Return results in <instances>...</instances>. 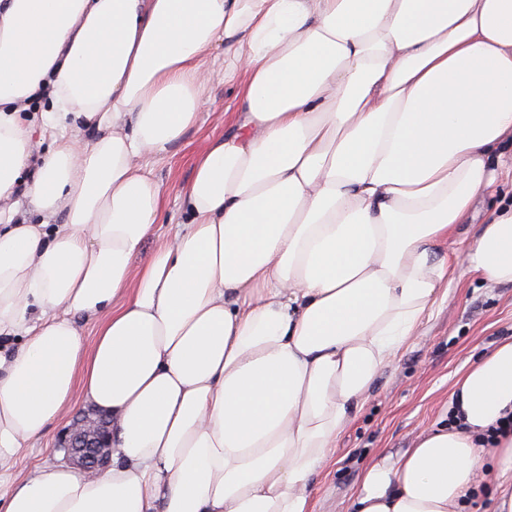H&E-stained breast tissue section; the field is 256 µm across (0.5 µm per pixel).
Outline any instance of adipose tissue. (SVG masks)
Wrapping results in <instances>:
<instances>
[{
    "instance_id": "adipose-tissue-1",
    "label": "adipose tissue",
    "mask_w": 512,
    "mask_h": 512,
    "mask_svg": "<svg viewBox=\"0 0 512 512\" xmlns=\"http://www.w3.org/2000/svg\"><path fill=\"white\" fill-rule=\"evenodd\" d=\"M221 42L234 132L133 269L165 205L149 164L194 125ZM38 126L70 134L36 163ZM510 144L512 0H0V336L23 340L0 355V465L78 397L113 448L93 478L0 472V512H312ZM457 257L512 283V204ZM450 406L366 467L350 512H465L486 445L512 512V339Z\"/></svg>"
}]
</instances>
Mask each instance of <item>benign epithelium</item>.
I'll list each match as a JSON object with an SVG mask.
<instances>
[{"label":"benign epithelium","mask_w":512,"mask_h":512,"mask_svg":"<svg viewBox=\"0 0 512 512\" xmlns=\"http://www.w3.org/2000/svg\"><path fill=\"white\" fill-rule=\"evenodd\" d=\"M59 446L83 474L93 476L112 461V417L92 409L64 431Z\"/></svg>","instance_id":"benign-epithelium-1"}]
</instances>
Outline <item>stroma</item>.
I'll return each instance as SVG.
<instances>
[{"instance_id": "35a3bbf8", "label": "stroma", "mask_w": 512, "mask_h": 512, "mask_svg": "<svg viewBox=\"0 0 512 512\" xmlns=\"http://www.w3.org/2000/svg\"><path fill=\"white\" fill-rule=\"evenodd\" d=\"M211 80L194 126L151 170L165 190V209L154 238L144 242L136 264H143L157 242L168 239L182 221L180 190L192 178L194 161L211 139L233 130L225 113L235 111V89L224 82L222 61L209 66ZM493 205L492 198L475 203L448 242L435 247L449 258L448 292L436 305L419 336L405 345L386 369L361 411L339 436L330 461L311 479L313 512H349L365 467L414 447L420 434L449 412L457 380L483 354L512 337V285L483 281L454 263L452 256L471 244ZM74 404L61 421L13 458L11 471L23 478L37 465L64 463L57 449L61 434L82 411Z\"/></svg>"}]
</instances>
